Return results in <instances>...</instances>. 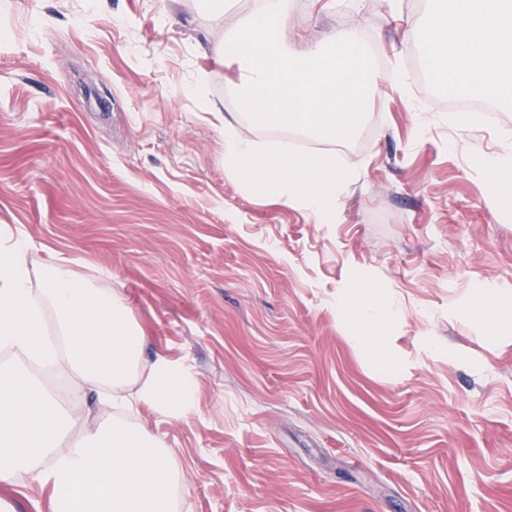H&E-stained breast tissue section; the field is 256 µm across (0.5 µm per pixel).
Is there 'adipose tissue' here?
<instances>
[{
  "label": "adipose tissue",
  "instance_id": "adipose-tissue-1",
  "mask_svg": "<svg viewBox=\"0 0 512 512\" xmlns=\"http://www.w3.org/2000/svg\"><path fill=\"white\" fill-rule=\"evenodd\" d=\"M285 0H264L233 42L215 31L212 53L226 50L243 62L237 95L224 114V168L247 193L293 205L316 223L332 224L353 172L324 153L288 154L261 144L251 125L297 129L313 138L342 142L362 121L364 82L371 73L355 33H330L300 48L287 44ZM434 78L459 95L512 104V0H431L430 20L419 34ZM478 169L494 186L492 203L512 210V151L480 154ZM491 284L474 287L454 308L455 319L480 327L494 345L512 342V304ZM338 319L370 359L388 350L389 330L401 317L398 301L376 283L357 281L336 300ZM143 336L128 305L111 289L79 277L67 258L40 256L26 239L0 231V351L31 362L56 364L67 357L101 404L124 407L122 390L134 387L145 403L175 416L195 410L192 376L166 359L139 380Z\"/></svg>",
  "mask_w": 512,
  "mask_h": 512
}]
</instances>
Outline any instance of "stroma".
<instances>
[{"mask_svg":"<svg viewBox=\"0 0 512 512\" xmlns=\"http://www.w3.org/2000/svg\"><path fill=\"white\" fill-rule=\"evenodd\" d=\"M326 2L288 0L284 37L360 33L376 72L367 120L336 144L252 135L356 172L335 223L225 171L223 120L190 88L212 72L224 105L240 70L232 54L206 59L197 0H0V225L128 304L139 377L160 356L193 376L194 413L118 415L164 444L175 512H512V344L452 315L474 284L512 294V213L473 163L512 149V109L469 113L457 132V94L407 37L427 0ZM356 279L401 304L398 370L371 366L336 316ZM31 372L65 383L71 436L116 416L76 398L66 362ZM1 500L53 510L25 474L0 481Z\"/></svg>","mask_w":512,"mask_h":512,"instance_id":"stroma-1","label":"stroma"}]
</instances>
